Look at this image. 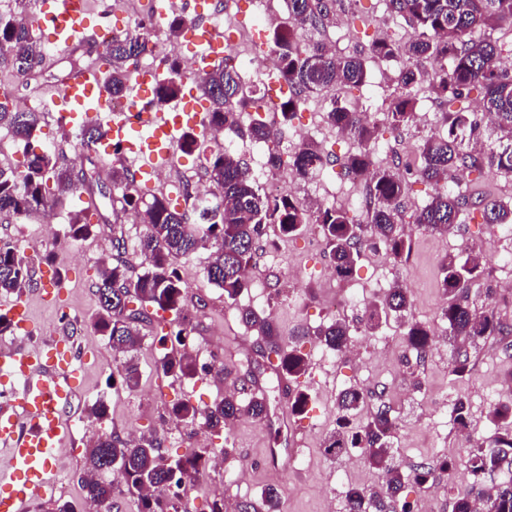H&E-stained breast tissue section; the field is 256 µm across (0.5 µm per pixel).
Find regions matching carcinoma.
Segmentation results:
<instances>
[{
  "label": "carcinoma",
  "mask_w": 512,
  "mask_h": 512,
  "mask_svg": "<svg viewBox=\"0 0 512 512\" xmlns=\"http://www.w3.org/2000/svg\"><path fill=\"white\" fill-rule=\"evenodd\" d=\"M336 0H288L290 22L272 30L267 49L275 56V79L295 89L280 102L277 112L284 126L290 125L299 109L302 96L336 85L359 88L366 83L367 66L364 53L344 57L330 54L321 43L303 38L301 30L324 28L333 15ZM387 10L406 19L413 27V36L402 45L392 41L369 39L371 20L353 36L369 41L373 58L398 64V84L402 93L394 98L384 121L388 128L400 130L415 120L416 92L427 89L430 99L448 107L443 113L445 131L424 140L421 165L417 175L431 184L434 193L425 205L414 212V224L427 232L449 233L460 223L469 198L453 186L460 169L483 172L489 168L512 174V75L497 65L503 48L489 36L475 37L481 27L496 23H512V0H385ZM106 58L111 70L102 75V86L113 98L127 93L135 68L146 49V37L114 38L109 42ZM45 46L30 21L25 8L7 19L0 17V69L7 68L26 76L41 65ZM169 77L159 81L160 101L176 97L184 75L181 65L172 61L167 67ZM199 91L210 103L206 116L209 127L224 128L238 125L236 108L253 112L248 135L257 142L270 140V128L260 115L263 104L248 100L243 93V79L230 57L210 70L194 75ZM481 96L482 112L493 118V130L499 133L487 147L476 152L463 149V142L481 138V125L475 113L465 106L472 92ZM328 123L350 135L355 149L344 159L347 175L366 183L369 198V223L360 224L349 211L335 206L311 210L290 196H270L261 187L242 158L216 146L207 159L206 174L220 192V202L204 198L192 212H178L168 199L153 195L143 203L142 189L134 175L123 166L112 167V190L121 194L124 206L138 212L145 232L135 247L144 258L145 270L137 277L129 275L125 262L118 260L100 272L96 289L97 309L93 326L108 336L118 362L113 368L130 389L139 382L138 364L129 353L140 344L139 324L148 319L147 308L180 318L183 289L180 277L171 268V260L190 256L200 248L212 250L211 261L205 268L209 282L234 299L249 287L245 269L254 261L266 229L276 224L282 234L293 236L306 224H316L329 250L336 276L349 280L363 253L372 247L384 246L396 259L410 248L409 239L399 224L401 198L405 182L398 169L377 166L374 158L378 149V125L365 123L355 113L338 102L327 112ZM41 121V113L19 110L9 98L0 101V126L12 131L26 144L24 169L7 175L0 171V213L26 219L48 209L73 205L83 194L102 192L100 182L90 168L76 180L71 171L61 166L59 158L44 147L32 143L33 133ZM81 142L89 144L102 137L100 123L91 119L76 129ZM330 164L329 155L312 139L301 141L291 156L292 169L301 179L323 172ZM484 224L512 225V199L490 200L482 204ZM110 224L109 216L97 210L93 213L73 211L69 234L80 238L93 229ZM484 254L470 251L466 259L448 256L441 261L439 288L444 296L440 320L447 325L450 351L448 370L457 379L471 373L473 352L491 337L512 349V330L504 326L490 308L479 307L472 299L469 285L484 273ZM29 280L26 263L16 246L0 240V295L18 294ZM409 308L406 289L394 285L368 306L364 335H373L387 324L390 317L404 321V338L409 351L420 360L431 347L429 326L405 319ZM242 323L256 332L261 356L268 365L286 378L298 377L306 371L307 362L295 348L285 346L273 320L245 308L240 311ZM314 336L325 347L341 352L351 342L350 325L334 319L318 328ZM159 369L167 376L194 379L198 372L211 369L196 366L185 353H167ZM366 396L358 388H346L337 398L338 428L324 442V451L331 457L360 448L363 459L381 473L384 484L379 489L351 486L345 493L347 512H410L400 500L405 481L423 486L436 469H450L452 460L424 462L402 469L392 451V438L397 430L396 417L386 404L363 421L354 431L345 427L350 418L365 407ZM266 419L270 414V395L249 388L245 400L228 395L204 411L203 425L217 430L240 415ZM470 409L467 401L458 397L451 408L456 428H469ZM494 427L488 437L479 438L466 449L467 471L473 482L470 488L457 494L452 512H476L475 502L483 501V512H512V402L499 403L489 412ZM164 441L155 434L122 438L114 433L97 436L88 451L81 479L86 499L96 506L110 507L112 487L118 482L128 493L137 496L139 512H179L181 500L175 489L183 479L205 469L209 457L204 451H194L179 458L163 452ZM500 472L504 478L496 485L486 486L487 474ZM281 493L267 489L261 504L243 502L237 512H279Z\"/></svg>",
  "instance_id": "1"
}]
</instances>
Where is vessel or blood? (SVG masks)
I'll return each mask as SVG.
<instances>
[{
  "label": "vessel or blood",
  "instance_id": "b4317fda",
  "mask_svg": "<svg viewBox=\"0 0 512 512\" xmlns=\"http://www.w3.org/2000/svg\"><path fill=\"white\" fill-rule=\"evenodd\" d=\"M157 20L187 12L189 45L198 69L223 60L224 33L213 22L219 0H148ZM114 10L92 12L85 0H42L32 18L50 49L65 52L79 41L110 40L114 35ZM154 72L137 74L129 87L128 107L111 112L100 80V70L87 66L73 71L52 95L50 109L73 127L108 111L112 121L105 137L92 144L93 152L119 149L134 164L137 182L153 188L159 174L175 159L178 131L204 129L203 104L195 87L161 104L155 95ZM14 330L33 335L37 329L24 300L9 310ZM69 337L58 336L31 348L0 349V396L8 406L0 410V455L8 461L0 470V512H29L32 505L52 498L58 477L52 467L66 440L63 422L76 395V354Z\"/></svg>",
  "mask_w": 512,
  "mask_h": 512
}]
</instances>
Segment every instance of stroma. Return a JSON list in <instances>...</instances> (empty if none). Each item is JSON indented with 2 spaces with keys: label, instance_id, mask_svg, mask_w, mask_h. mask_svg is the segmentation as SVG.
Wrapping results in <instances>:
<instances>
[{
  "label": "stroma",
  "instance_id": "35a3bbf8",
  "mask_svg": "<svg viewBox=\"0 0 512 512\" xmlns=\"http://www.w3.org/2000/svg\"><path fill=\"white\" fill-rule=\"evenodd\" d=\"M363 12L372 13L376 30L396 43H404L413 32L408 21L388 12L384 0H344L326 35L309 30L305 37L334 45L339 56L359 51L357 42L340 38L339 32ZM67 68V56L50 52L37 79L20 78L1 70L0 90L16 88L48 98L57 87L56 75ZM397 73L396 64L373 62L363 87L338 86L324 93L308 94L294 126L308 127L320 144L346 152L347 142L337 139L335 130L322 123L332 101L383 115L400 92ZM416 112V123L400 135L383 131V148L375 157L376 163L389 166L403 162L406 151H419L424 140L438 132L443 123L440 108L422 98ZM36 135L44 147L64 154L76 166L90 161L96 168L108 171L118 163L113 156L89 160L80 155L74 136L62 129L56 113L44 112ZM362 194V184L333 173L300 179L294 186L295 197L308 205L320 203L348 209ZM56 214L58 219L49 235L39 232V219L20 221L0 214V240L14 243L33 270L50 267L56 271L61 278L65 312L42 302L48 284L38 278L27 284L20 296L0 295V309L8 308L14 299H24L36 322L42 325L44 339L71 336L76 348L87 354L70 409L78 425L71 428L66 447L54 462L68 481L66 500L79 506L85 501L81 476L90 435L159 433L165 450L174 456L187 454L200 443L225 452L222 466L207 468L202 479L186 490L182 499L185 512H209L210 503L219 497L224 500V512H236L238 503L259 501L262 490L269 486L283 489L281 512H345L348 486L381 484L379 473L364 463L359 451L334 459L323 452L325 437L336 428V398L341 390L354 386L367 392V410H375L382 402L392 408L399 422L393 451L403 465L439 457L454 459L452 469L436 471L425 486L409 482L402 491L403 500L409 503L425 502L431 504L432 512H451L453 497L469 484L465 472L467 437L490 435L492 427L487 415L499 402L502 385L512 378V358L504 354L498 339L491 338L476 351L469 376L458 380L449 373V345L438 319L442 304L438 286L440 262L451 254L463 257L469 249L482 250L488 277L472 293L477 301L491 300L501 321L512 324V287L500 285L505 270L512 265V240L496 242L493 227L474 222L443 235L413 230L408 258L394 260L381 248L366 251L352 280L342 283L323 274L324 266L330 263L326 250H311L307 236L299 234L289 237L281 250L263 247L255 270L264 277L265 288L249 289L234 299L225 298L222 289L208 282L205 268L210 260L209 250L175 258L173 266L183 286L182 315L192 319L195 327L188 330L186 342L181 345L172 336L168 321L155 315L144 322L140 327L143 339L136 353L140 379L137 387L130 389L113 381L112 347L107 336L94 330L92 314L101 269L98 259L103 249L111 247L113 232H121L126 239L128 248L123 259L130 274L136 276L142 273L144 262L135 243L145 226L133 211L119 209L111 216L115 231L92 232L63 250L55 241L64 238L71 214L66 207L57 208ZM396 281L411 295L408 318L428 324L435 334L433 348L421 362L413 360L406 347L403 324H390L375 336L361 331L364 300ZM338 292L345 294L349 305L335 315L349 323L357 351L333 353L325 358L312 333L335 316L330 313L327 300ZM246 307L271 316L284 344L298 346L308 362L305 375L292 380L269 368L257 371L256 336L240 320V311ZM213 337L223 344L219 357L223 376L182 381L159 370L158 362L166 353L182 348L193 357H200ZM250 379L256 380L258 388L271 392L269 419L259 421L243 415L223 431L206 432L198 442L194 439V426L172 412L181 401L205 409L225 394L239 392L243 382ZM299 391L307 394L309 401L304 413L294 415L290 408ZM459 395L465 396L470 405L471 423L465 436L460 435L448 413ZM99 403L104 404L106 414L98 419L92 408Z\"/></svg>",
  "mask_w": 512,
  "mask_h": 512
}]
</instances>
